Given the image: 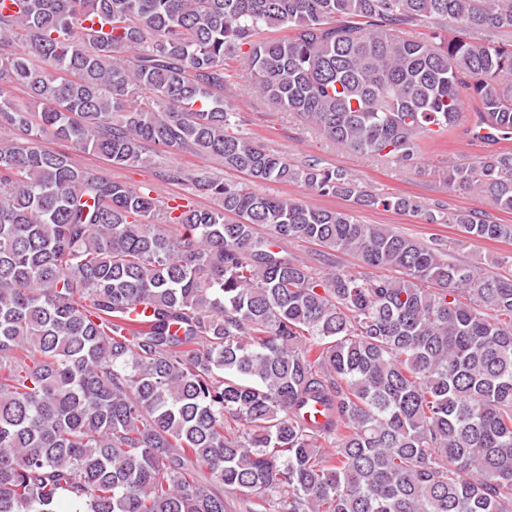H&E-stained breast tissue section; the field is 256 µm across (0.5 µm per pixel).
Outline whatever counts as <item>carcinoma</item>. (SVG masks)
<instances>
[{"label": "carcinoma", "mask_w": 512, "mask_h": 512, "mask_svg": "<svg viewBox=\"0 0 512 512\" xmlns=\"http://www.w3.org/2000/svg\"><path fill=\"white\" fill-rule=\"evenodd\" d=\"M0 12V512H512V273L455 263L322 196L474 240L426 208L228 129L227 60L326 139L414 165L512 138V0H13ZM109 31L89 39L83 22ZM427 27L413 38L408 31ZM13 86L17 104L3 94ZM111 166L149 145L247 183L160 207ZM512 211V151L446 166ZM267 227L270 233L260 234ZM321 247L319 264L284 245ZM358 258L336 266L331 252Z\"/></svg>", "instance_id": "1"}]
</instances>
